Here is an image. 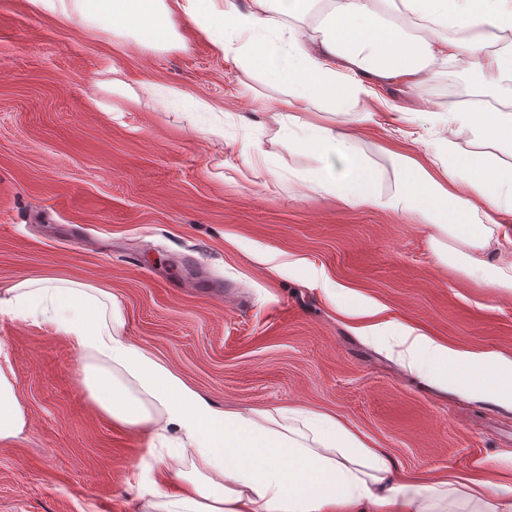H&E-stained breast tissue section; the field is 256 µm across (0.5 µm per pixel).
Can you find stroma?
Here are the masks:
<instances>
[{
    "label": "stroma",
    "mask_w": 512,
    "mask_h": 512,
    "mask_svg": "<svg viewBox=\"0 0 512 512\" xmlns=\"http://www.w3.org/2000/svg\"><path fill=\"white\" fill-rule=\"evenodd\" d=\"M175 27L149 49L0 0V290L40 277L104 289L125 336L219 407L334 415L402 474L491 469L512 485V405L403 368L360 331L374 308L390 326L512 356V295L440 262L421 219L306 189L314 160L260 127L280 90L190 22ZM112 65L138 101L103 86ZM481 93L465 57L383 87L380 125L357 139L381 187L392 175L378 146L402 113ZM0 354L29 422L0 441V512H140L146 434L97 409L69 339L4 314Z\"/></svg>",
    "instance_id": "35a3bbf8"
}]
</instances>
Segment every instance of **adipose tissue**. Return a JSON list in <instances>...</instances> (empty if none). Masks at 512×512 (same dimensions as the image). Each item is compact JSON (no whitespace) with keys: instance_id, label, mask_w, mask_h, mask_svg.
I'll list each match as a JSON object with an SVG mask.
<instances>
[{"instance_id":"adipose-tissue-1","label":"adipose tissue","mask_w":512,"mask_h":512,"mask_svg":"<svg viewBox=\"0 0 512 512\" xmlns=\"http://www.w3.org/2000/svg\"><path fill=\"white\" fill-rule=\"evenodd\" d=\"M37 14L77 17L93 30L128 33L145 46L168 45L174 21L190 18L221 57L283 93L267 120L288 148L315 161L301 181L346 208L372 206L420 217L442 262L473 281L512 294V111L478 107L441 115L414 112L421 126L467 129L474 149L450 138L423 156L383 148L394 179L378 187V167L356 145L341 115L380 88L413 86L448 58L470 57L492 89L512 95V0H27ZM325 105L329 121L302 115ZM0 313L55 326L85 357L82 382L96 406L148 435L142 450L141 512H512L501 483L483 478L423 481L398 475L391 457L343 420L299 407L224 410L123 336L111 295L57 279L25 280L0 292ZM400 358L442 380L455 372L466 390L512 405V357L449 347L400 325ZM13 368L0 359V441L27 427ZM190 461L187 489L157 488L159 448Z\"/></svg>"}]
</instances>
